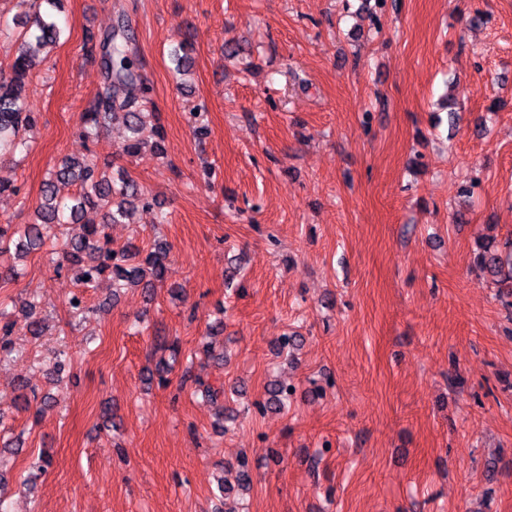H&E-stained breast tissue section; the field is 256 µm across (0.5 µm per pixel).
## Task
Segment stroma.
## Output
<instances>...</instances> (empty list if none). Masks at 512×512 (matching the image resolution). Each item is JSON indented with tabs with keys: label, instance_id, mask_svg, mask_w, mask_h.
Instances as JSON below:
<instances>
[{
	"label": "stroma",
	"instance_id": "obj_1",
	"mask_svg": "<svg viewBox=\"0 0 512 512\" xmlns=\"http://www.w3.org/2000/svg\"><path fill=\"white\" fill-rule=\"evenodd\" d=\"M120 16L163 160L127 157L119 118L78 135L102 80L85 35ZM56 20L26 88L31 148L0 157L19 189L0 224L30 223L49 169L87 154L155 200L114 242L163 239L170 264L150 298L82 288L42 251L0 286V305L38 299L49 324L0 360V443L24 441L0 512H512V313L472 267L479 235L512 234V0H64ZM184 39L181 90L168 52ZM453 76L452 129L438 101ZM78 292L111 307L73 316ZM218 318L223 364L203 348ZM158 335L180 344L164 386L144 382ZM186 370L228 388L235 420L215 429L214 405L179 388ZM274 378L296 392L260 412ZM242 456L250 490L216 498Z\"/></svg>",
	"mask_w": 512,
	"mask_h": 512
}]
</instances>
